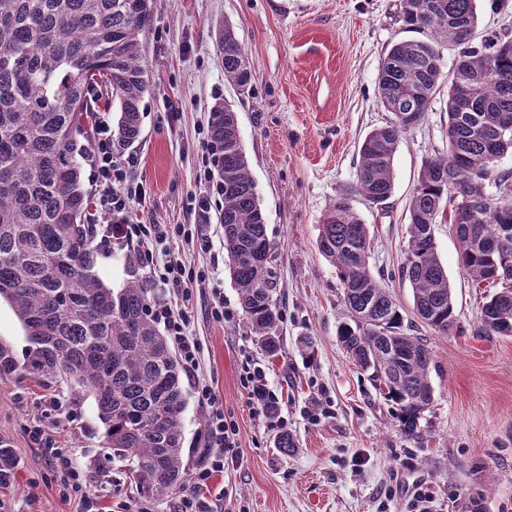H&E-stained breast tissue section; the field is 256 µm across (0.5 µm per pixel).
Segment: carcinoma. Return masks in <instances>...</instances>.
I'll return each instance as SVG.
<instances>
[{
	"mask_svg": "<svg viewBox=\"0 0 512 512\" xmlns=\"http://www.w3.org/2000/svg\"><path fill=\"white\" fill-rule=\"evenodd\" d=\"M152 0H0V300L11 303L30 347L22 370L61 378L95 400L112 455L132 460L140 495L162 500L182 486L187 397L176 355L146 315L150 287L138 277L116 291L96 271L87 214L91 197L81 171L98 101L116 102L117 143L141 132V102L149 90L141 36ZM400 21L457 51L448 87V149L425 160L407 211L401 278L413 292L415 314L435 332L457 328L448 274L434 226L446 222L457 238L459 264L471 280L496 291L477 317L484 334L512 335V171L493 172L489 154L512 152V37L476 32L475 0H400ZM217 49L224 77L240 93L251 69L231 27ZM442 56L425 40L391 46L377 77L378 97L393 114L359 148L355 183L339 193L322 219L318 249L335 267L349 321L338 339L398 410L412 434L433 401L431 351L408 333L388 289L369 268L370 235L351 205L357 193L384 204L393 193V155L402 135L431 107ZM210 136L219 149L224 250L251 333L270 357L281 351L273 244L244 153L235 112L212 110ZM493 181L495 192L486 182ZM0 441V481L14 469Z\"/></svg>",
	"mask_w": 512,
	"mask_h": 512,
	"instance_id": "carcinoma-1",
	"label": "carcinoma"
}]
</instances>
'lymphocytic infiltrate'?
<instances>
[{
    "label": "lymphocytic infiltrate",
    "mask_w": 512,
    "mask_h": 512,
    "mask_svg": "<svg viewBox=\"0 0 512 512\" xmlns=\"http://www.w3.org/2000/svg\"><path fill=\"white\" fill-rule=\"evenodd\" d=\"M133 157L114 155L112 125L107 117L96 123L92 167L96 185L92 217L103 220L106 229L117 242L136 245L142 262L148 270L150 286L168 288L178 297V304L154 302L148 313L154 322L163 324L181 357L182 367L193 384L199 401L207 409L203 437L207 447V461L190 477L189 486L181 494L176 512H214L204 498L213 473L223 471L226 456L234 455L237 432L224 416V403L200 375L201 345L191 330V311L194 291L210 289V315L216 322L234 319L235 312L224 302V294L217 280L204 270L186 266L179 255L181 244L194 243L202 252H209L208 240L193 224H134L129 214L134 202L145 196L143 185L127 181V169ZM240 382L248 395L251 408L262 414L268 428L283 427V420L275 412L276 394L269 387L261 366L251 357L241 363ZM30 432L42 442L45 457L57 474L60 491L66 498L78 499L81 512H100L97 496L88 487V479L77 466L71 449L60 447L50 426L35 422Z\"/></svg>",
    "instance_id": "1"
}]
</instances>
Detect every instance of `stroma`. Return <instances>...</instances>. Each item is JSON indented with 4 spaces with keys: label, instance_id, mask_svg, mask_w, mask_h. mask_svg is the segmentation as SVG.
Instances as JSON below:
<instances>
[{
    "label": "stroma",
    "instance_id": "35a3bbf8",
    "mask_svg": "<svg viewBox=\"0 0 512 512\" xmlns=\"http://www.w3.org/2000/svg\"><path fill=\"white\" fill-rule=\"evenodd\" d=\"M400 0H152L144 37L150 89L142 102V131L124 153L137 164L131 183L144 185L133 222L195 224L210 237L211 255L184 245L191 266L223 280L224 301L238 295L224 260L218 216L223 197L201 214L187 210L197 191L200 141L213 108L230 104L256 184L282 313L283 348L261 351L242 316L218 323L209 315V291L195 292L193 333L202 372L224 402L237 430L232 461L209 482L216 512H407L414 494L433 492L442 512H512V336L478 332L484 289L461 269L447 225L434 228L448 273L458 328L441 336L417 322L413 294L399 281L407 242V201L426 159L448 147V85L454 52L443 49L437 90L422 122L400 140L391 198L374 207L352 204L371 238L369 265L402 308L413 334L432 353L433 402L415 434H406L387 401L337 338L348 315L335 267L317 238L329 204L355 180L365 136L392 119L378 100L376 79L392 44L411 39L399 20ZM231 26L250 62L251 91L239 94L224 78L218 35ZM96 270L115 289L130 276L128 248L98 243ZM219 256L211 265V256ZM260 362L279 398L296 447L275 446L277 434L247 403L240 383L243 355ZM76 411L58 416L60 446L73 449L103 512H119L138 491L126 464L109 458L91 396L64 383L0 373V438L17 466L0 486V512H77L63 499L55 472L28 428L55 404ZM325 412L311 420L316 406Z\"/></svg>",
    "mask_w": 512,
    "mask_h": 512
}]
</instances>
